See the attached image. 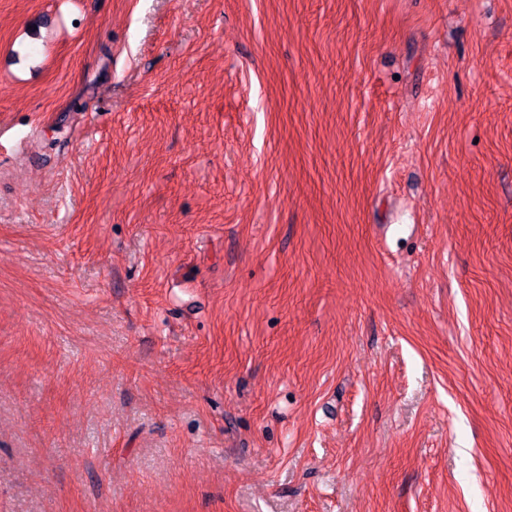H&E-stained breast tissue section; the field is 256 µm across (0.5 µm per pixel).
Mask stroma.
<instances>
[{
    "mask_svg": "<svg viewBox=\"0 0 512 512\" xmlns=\"http://www.w3.org/2000/svg\"><path fill=\"white\" fill-rule=\"evenodd\" d=\"M0 512H512V0H0Z\"/></svg>",
    "mask_w": 512,
    "mask_h": 512,
    "instance_id": "obj_1",
    "label": "stroma"
}]
</instances>
